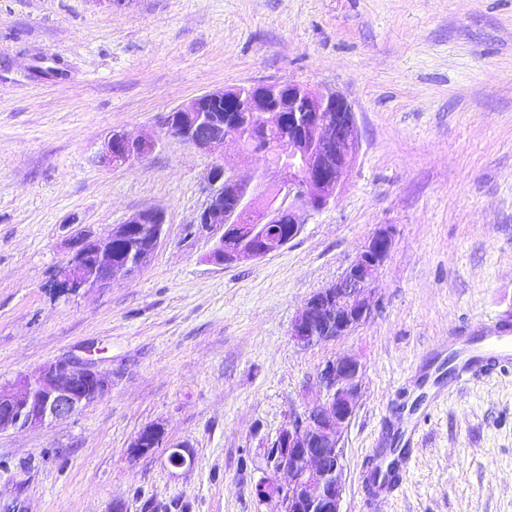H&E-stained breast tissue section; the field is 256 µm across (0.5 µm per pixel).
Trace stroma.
<instances>
[{
    "label": "stroma",
    "mask_w": 512,
    "mask_h": 512,
    "mask_svg": "<svg viewBox=\"0 0 512 512\" xmlns=\"http://www.w3.org/2000/svg\"><path fill=\"white\" fill-rule=\"evenodd\" d=\"M295 81L344 96L360 133L341 194L264 257L225 265L196 220L213 156L164 120L205 92ZM150 136L108 168L104 135ZM165 214L154 254L106 288L54 283L80 231ZM379 306L343 339L290 338L305 301L378 228ZM512 313V0H0V384L100 348L112 390L0 433V512H277L264 450L359 357L343 512H512V371L448 387V338ZM420 428L407 480L368 503L377 451ZM162 444L135 457L145 427ZM181 450L191 464L168 462Z\"/></svg>",
    "instance_id": "stroma-1"
}]
</instances>
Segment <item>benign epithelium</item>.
<instances>
[{
    "instance_id": "benign-epithelium-1",
    "label": "benign epithelium",
    "mask_w": 512,
    "mask_h": 512,
    "mask_svg": "<svg viewBox=\"0 0 512 512\" xmlns=\"http://www.w3.org/2000/svg\"><path fill=\"white\" fill-rule=\"evenodd\" d=\"M282 84L252 83L256 90L248 111L260 125L276 128L288 123L295 134L288 143L264 149L269 157L281 156L250 179L214 164L208 179L209 198L197 223L215 232L234 223L236 213L224 211V187L238 189L240 206L250 214L252 225L233 251L221 256L225 264L264 257L287 245L268 239L266 225L288 211V241L302 228L300 213L321 211L341 192L360 147L355 113L337 94L322 95L299 83H288V105L272 103ZM224 95L217 89L201 94L170 112L166 127H177L180 139L209 155H223L224 144L240 142L237 118L228 115L218 126L208 116L210 104ZM305 108L298 109V100ZM157 140L133 138L113 130L104 139L99 161L121 167L142 160L155 149ZM164 217L158 210H143L100 234L81 233L74 240V254L62 269L58 288L67 295L86 293L112 283L115 275L135 271L145 262H112V238L136 233L143 243L156 247ZM393 246V234L380 228L361 247L355 259L335 282L314 293L295 317L291 339L301 347L339 340L365 323L376 301L375 278ZM86 356H74L19 376L0 387V432L23 431L69 418L104 398L112 390V379L101 373L93 347ZM320 396L302 412L288 417L265 449L272 474L255 485L261 500L276 498L281 512H342L345 491L343 435L358 407L362 392L363 365L349 354H338L321 364L316 372ZM161 441L140 432L131 447L146 454Z\"/></svg>"
}]
</instances>
